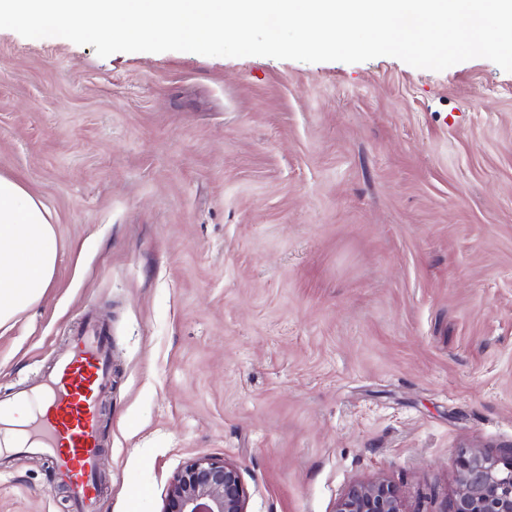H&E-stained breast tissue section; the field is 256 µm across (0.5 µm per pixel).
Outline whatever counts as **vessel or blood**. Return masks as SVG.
<instances>
[{
  "label": "vessel or blood",
  "instance_id": "b4317fda",
  "mask_svg": "<svg viewBox=\"0 0 512 512\" xmlns=\"http://www.w3.org/2000/svg\"><path fill=\"white\" fill-rule=\"evenodd\" d=\"M112 384L105 329L87 319L42 380L0 398V447L48 457L68 484L73 512H95L97 458L104 446L100 405ZM32 416L21 431H9L6 418L17 404Z\"/></svg>",
  "mask_w": 512,
  "mask_h": 512
}]
</instances>
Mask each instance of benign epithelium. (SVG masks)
<instances>
[{"label": "benign epithelium", "mask_w": 512, "mask_h": 512, "mask_svg": "<svg viewBox=\"0 0 512 512\" xmlns=\"http://www.w3.org/2000/svg\"><path fill=\"white\" fill-rule=\"evenodd\" d=\"M457 487L451 512H512V450L493 455L461 448L453 460ZM248 492L232 460L198 457L169 481L161 512H247ZM336 512H403L397 488L383 481L358 483Z\"/></svg>", "instance_id": "7a95c632"}]
</instances>
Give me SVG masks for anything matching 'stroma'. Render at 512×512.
Instances as JSON below:
<instances>
[{"mask_svg":"<svg viewBox=\"0 0 512 512\" xmlns=\"http://www.w3.org/2000/svg\"><path fill=\"white\" fill-rule=\"evenodd\" d=\"M0 174L49 208L46 296L0 330V394L84 315L112 389L96 512H161L235 461L247 512L357 482L450 512L458 449H512V72L117 52L0 29ZM0 512H71L0 459Z\"/></svg>","mask_w":512,"mask_h":512,"instance_id":"35a3bbf8","label":"stroma"}]
</instances>
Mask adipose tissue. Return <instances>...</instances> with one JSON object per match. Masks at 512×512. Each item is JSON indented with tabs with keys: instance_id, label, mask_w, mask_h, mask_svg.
<instances>
[{
	"instance_id": "obj_1",
	"label": "adipose tissue",
	"mask_w": 512,
	"mask_h": 512,
	"mask_svg": "<svg viewBox=\"0 0 512 512\" xmlns=\"http://www.w3.org/2000/svg\"><path fill=\"white\" fill-rule=\"evenodd\" d=\"M56 265L49 209L19 181L0 175V329L43 298Z\"/></svg>"
}]
</instances>
